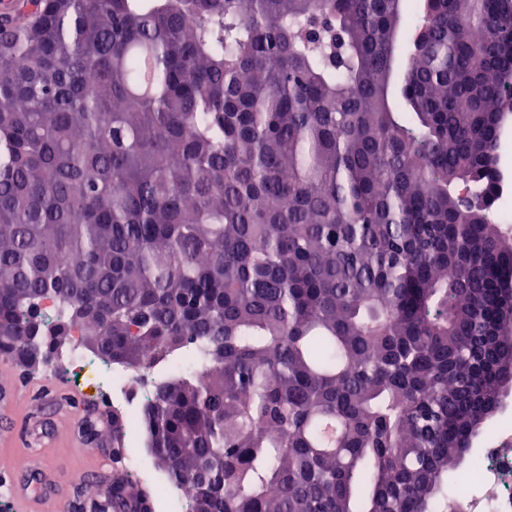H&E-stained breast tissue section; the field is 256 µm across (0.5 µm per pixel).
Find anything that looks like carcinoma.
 I'll list each match as a JSON object with an SVG mask.
<instances>
[{"instance_id": "1", "label": "carcinoma", "mask_w": 512, "mask_h": 512, "mask_svg": "<svg viewBox=\"0 0 512 512\" xmlns=\"http://www.w3.org/2000/svg\"><path fill=\"white\" fill-rule=\"evenodd\" d=\"M403 27L401 0L0 13V361L172 364L137 421L189 512H437L512 388V0ZM495 212L502 223H512V185L510 179L503 180L498 187Z\"/></svg>"}]
</instances>
